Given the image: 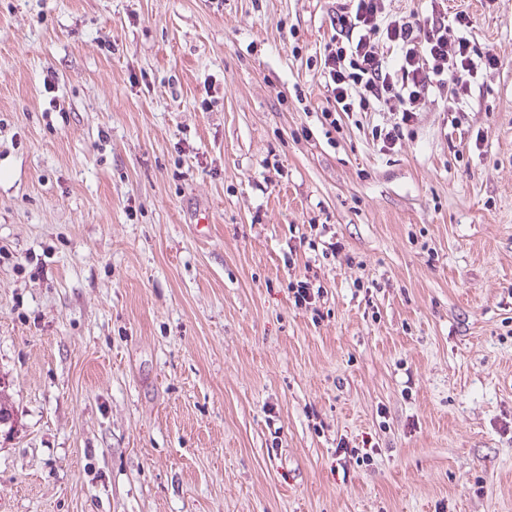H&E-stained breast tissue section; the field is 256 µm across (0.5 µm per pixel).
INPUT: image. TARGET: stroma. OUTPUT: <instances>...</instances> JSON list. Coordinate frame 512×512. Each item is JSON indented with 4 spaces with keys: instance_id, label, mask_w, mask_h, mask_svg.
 <instances>
[{
    "instance_id": "obj_1",
    "label": "stroma",
    "mask_w": 512,
    "mask_h": 512,
    "mask_svg": "<svg viewBox=\"0 0 512 512\" xmlns=\"http://www.w3.org/2000/svg\"><path fill=\"white\" fill-rule=\"evenodd\" d=\"M462 5L499 70L388 150L322 122L328 0H0V512H512V0ZM294 305L298 308L311 309L316 311V299H320L322 295V286L316 284L310 276L304 274L303 277L295 278L289 281L288 286Z\"/></svg>"
}]
</instances>
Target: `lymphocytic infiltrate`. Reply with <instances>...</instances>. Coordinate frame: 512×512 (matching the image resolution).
I'll return each instance as SVG.
<instances>
[{
  "mask_svg": "<svg viewBox=\"0 0 512 512\" xmlns=\"http://www.w3.org/2000/svg\"><path fill=\"white\" fill-rule=\"evenodd\" d=\"M462 34L449 41V25ZM331 36L318 60L324 77V122L338 116L390 112L389 127L372 126L373 140L391 147L412 131L426 94H436L447 111L461 112L471 94L463 74L488 76L501 62L475 51L469 12L450 10L448 0H428L423 11L390 12L386 0H332Z\"/></svg>",
  "mask_w": 512,
  "mask_h": 512,
  "instance_id": "obj_1",
  "label": "lymphocytic infiltrate"
}]
</instances>
